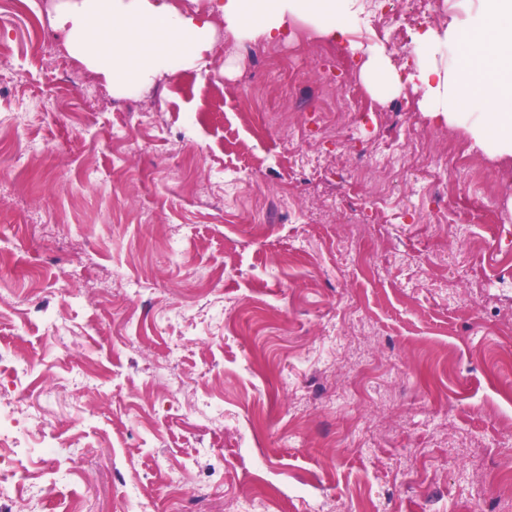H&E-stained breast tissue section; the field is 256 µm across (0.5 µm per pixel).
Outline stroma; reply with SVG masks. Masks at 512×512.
Instances as JSON below:
<instances>
[{"instance_id":"35a3bbf8","label":"stroma","mask_w":512,"mask_h":512,"mask_svg":"<svg viewBox=\"0 0 512 512\" xmlns=\"http://www.w3.org/2000/svg\"><path fill=\"white\" fill-rule=\"evenodd\" d=\"M478 6L432 0L387 37L362 9L341 45L404 72ZM291 42L220 38L204 68L89 100L0 0V117L28 116L0 130V421L34 512H512V367L486 363L512 355V179L470 177L492 163L464 130L391 98L309 111L324 66ZM393 132L421 165L462 147L445 223Z\"/></svg>"}]
</instances>
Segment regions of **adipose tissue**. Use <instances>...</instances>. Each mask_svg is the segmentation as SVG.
<instances>
[{
	"mask_svg": "<svg viewBox=\"0 0 512 512\" xmlns=\"http://www.w3.org/2000/svg\"><path fill=\"white\" fill-rule=\"evenodd\" d=\"M213 2L226 31L239 38L269 39L301 19L338 40L357 13V0ZM60 23L70 53L118 95L141 94L181 69L205 66L212 46L209 17L178 11L165 0H66ZM421 44L428 63L402 76L382 54L369 53L362 76L372 93L382 98L411 84L434 122L463 129L473 149L490 160L512 163V0H481L478 12L426 31ZM450 46L458 49L455 62L434 65L433 57Z\"/></svg>",
	"mask_w": 512,
	"mask_h": 512,
	"instance_id": "1",
	"label": "adipose tissue"
}]
</instances>
